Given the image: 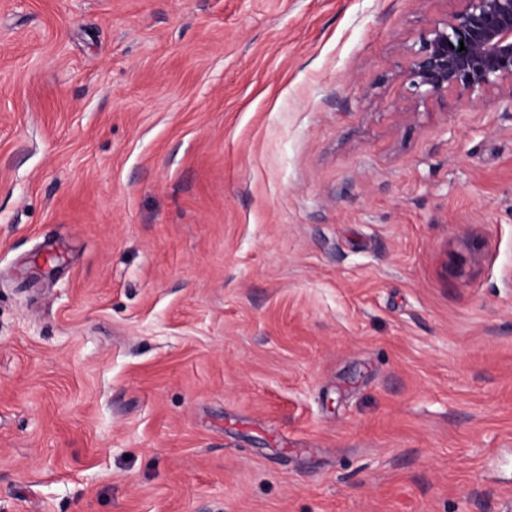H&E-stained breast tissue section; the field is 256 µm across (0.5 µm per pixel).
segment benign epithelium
<instances>
[{"label":"benign epithelium","mask_w":512,"mask_h":512,"mask_svg":"<svg viewBox=\"0 0 512 512\" xmlns=\"http://www.w3.org/2000/svg\"><path fill=\"white\" fill-rule=\"evenodd\" d=\"M457 2L420 33L398 64L408 97L420 103L454 92L476 102L497 91L512 106V0Z\"/></svg>","instance_id":"benign-epithelium-1"}]
</instances>
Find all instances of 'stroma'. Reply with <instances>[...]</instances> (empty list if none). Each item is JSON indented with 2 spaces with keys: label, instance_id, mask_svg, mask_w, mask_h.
<instances>
[{
  "label": "stroma",
  "instance_id": "1",
  "mask_svg": "<svg viewBox=\"0 0 512 512\" xmlns=\"http://www.w3.org/2000/svg\"><path fill=\"white\" fill-rule=\"evenodd\" d=\"M456 0H0V512H512V106L392 73Z\"/></svg>",
  "mask_w": 512,
  "mask_h": 512
}]
</instances>
